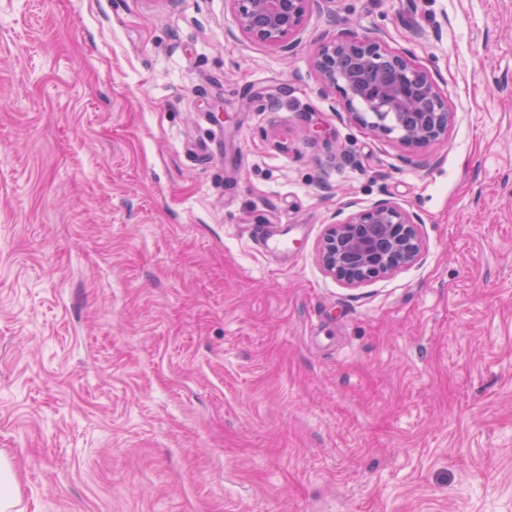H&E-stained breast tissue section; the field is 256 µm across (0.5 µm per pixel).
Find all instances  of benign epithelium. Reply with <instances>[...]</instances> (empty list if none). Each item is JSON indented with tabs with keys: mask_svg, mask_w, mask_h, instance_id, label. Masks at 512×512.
<instances>
[{
	"mask_svg": "<svg viewBox=\"0 0 512 512\" xmlns=\"http://www.w3.org/2000/svg\"><path fill=\"white\" fill-rule=\"evenodd\" d=\"M248 39L292 51L299 44L312 0H227ZM319 93L338 96V118L346 117L374 135L394 137L415 154L448 133L455 115L434 74L413 55L380 36L343 32L314 52ZM338 210L318 245L317 257L329 274L359 286L414 264L421 256V217L387 199L367 208L350 201Z\"/></svg>",
	"mask_w": 512,
	"mask_h": 512,
	"instance_id": "7a95c632",
	"label": "benign epithelium"
}]
</instances>
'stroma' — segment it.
I'll return each instance as SVG.
<instances>
[{
	"mask_svg": "<svg viewBox=\"0 0 512 512\" xmlns=\"http://www.w3.org/2000/svg\"><path fill=\"white\" fill-rule=\"evenodd\" d=\"M384 35L455 120L402 149L312 55ZM0 0V456L23 512H512V0ZM421 215L349 287L347 199ZM255 224H289L276 261ZM248 39L292 51L312 0H227ZM355 208L346 216L338 210L318 245L317 257L329 274L347 286H359L386 277L414 264L421 256L418 233L421 217L388 199L367 208Z\"/></svg>",
	"mask_w": 512,
	"mask_h": 512,
	"instance_id": "35a3bbf8",
	"label": "stroma"
}]
</instances>
